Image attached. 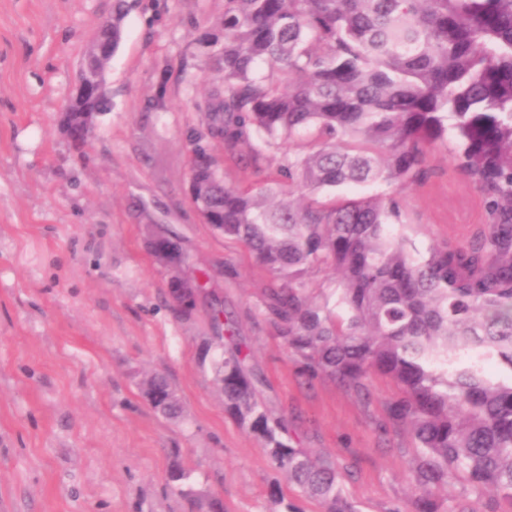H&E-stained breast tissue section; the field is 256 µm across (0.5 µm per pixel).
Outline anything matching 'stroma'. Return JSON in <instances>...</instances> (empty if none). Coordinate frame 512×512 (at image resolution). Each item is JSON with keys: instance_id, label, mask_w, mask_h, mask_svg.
I'll use <instances>...</instances> for the list:
<instances>
[{"instance_id": "obj_1", "label": "stroma", "mask_w": 512, "mask_h": 512, "mask_svg": "<svg viewBox=\"0 0 512 512\" xmlns=\"http://www.w3.org/2000/svg\"><path fill=\"white\" fill-rule=\"evenodd\" d=\"M113 0H0V512H199L167 488L171 463L224 512H269L276 474L259 443L224 413L202 360L204 314L182 319L149 233L177 235L191 267L209 269L301 447L348 468L360 512H395L411 494L414 450L390 426L394 382L362 397L307 379L258 311L269 274L232 238L202 223L188 195L189 134L221 80L199 40L224 0H137L106 72L109 112L77 154L58 129L79 66ZM434 144L429 174L400 195L395 233L418 251L468 243L483 198ZM295 144L263 148L260 166L225 157L223 178L273 177ZM166 374L186 419L173 423L140 392Z\"/></svg>"}]
</instances>
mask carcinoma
I'll list each match as a JSON object with an SVG mask.
<instances>
[{
	"instance_id": "carcinoma-1",
	"label": "carcinoma",
	"mask_w": 512,
	"mask_h": 512,
	"mask_svg": "<svg viewBox=\"0 0 512 512\" xmlns=\"http://www.w3.org/2000/svg\"><path fill=\"white\" fill-rule=\"evenodd\" d=\"M129 8L117 0L81 76L107 70L99 47L110 39L118 48ZM217 29L200 39L223 75L204 113L212 146L233 155L253 139L271 146L312 132L272 179L247 188L213 177L217 158L191 139L204 222L273 277L260 314L308 377L364 396L373 375L396 384L388 414L412 431L415 495L395 512H478L450 494L461 477L476 497L512 507V0H224ZM109 108L105 95L71 99L61 132L81 152L74 133ZM448 137L455 168L484 201L471 244L444 241L419 255L393 232L396 194H336L421 181L429 148ZM315 265L336 273V298L307 293ZM209 318L224 332L205 348L224 412L322 512H359L336 462L298 447L288 417L267 407L232 316L217 304ZM140 388L157 413L182 416L164 376ZM189 478L172 464L171 492L202 501ZM269 503L300 512L278 481Z\"/></svg>"
}]
</instances>
